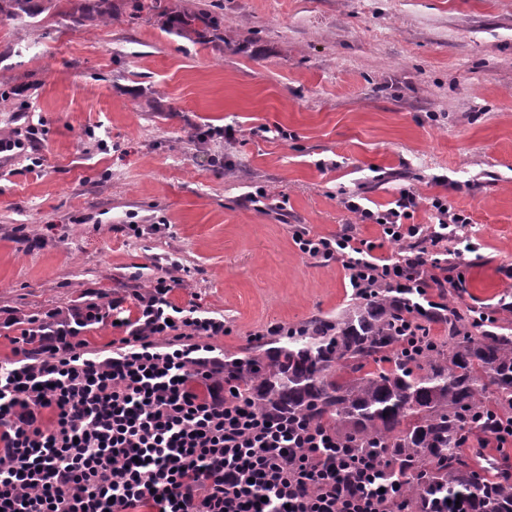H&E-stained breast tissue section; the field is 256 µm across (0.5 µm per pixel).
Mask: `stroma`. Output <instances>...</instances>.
<instances>
[{"mask_svg": "<svg viewBox=\"0 0 512 512\" xmlns=\"http://www.w3.org/2000/svg\"><path fill=\"white\" fill-rule=\"evenodd\" d=\"M219 2L224 40L208 44L164 16L200 0L79 26L67 0L0 14V136L39 129L31 153L0 158V361L21 335L7 318L134 309L159 264L188 271L174 303L224 318L221 354L335 315L341 263L303 256L289 227H350L390 252L349 193L383 211L413 191L417 224L447 201L476 244L464 303L512 292V0Z\"/></svg>", "mask_w": 512, "mask_h": 512, "instance_id": "stroma-1", "label": "stroma"}]
</instances>
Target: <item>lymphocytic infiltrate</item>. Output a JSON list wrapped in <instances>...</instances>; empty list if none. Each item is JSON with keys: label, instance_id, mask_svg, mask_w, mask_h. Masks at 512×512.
<instances>
[{"label": "lymphocytic infiltrate", "instance_id": "lymphocytic-infiltrate-1", "mask_svg": "<svg viewBox=\"0 0 512 512\" xmlns=\"http://www.w3.org/2000/svg\"><path fill=\"white\" fill-rule=\"evenodd\" d=\"M343 203L381 227L389 255L346 231L298 226L292 240L319 263H341L352 289L424 294L464 275L448 247L469 241L470 219L443 199L430 203L432 224L412 223L418 200L406 190L383 211L351 194ZM172 289L161 269L135 317L115 299L69 320L29 318L41 357L0 364V512H409L389 459L235 396L210 343L226 335L223 319L173 303ZM108 318L121 337L106 355L86 351L82 329Z\"/></svg>", "mask_w": 512, "mask_h": 512}]
</instances>
